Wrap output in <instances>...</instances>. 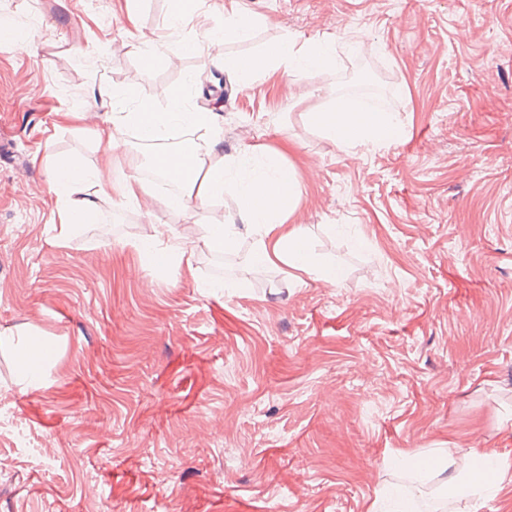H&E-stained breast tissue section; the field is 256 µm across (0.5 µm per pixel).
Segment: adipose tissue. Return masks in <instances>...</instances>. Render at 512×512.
I'll use <instances>...</instances> for the list:
<instances>
[{
    "instance_id": "obj_1",
    "label": "adipose tissue",
    "mask_w": 512,
    "mask_h": 512,
    "mask_svg": "<svg viewBox=\"0 0 512 512\" xmlns=\"http://www.w3.org/2000/svg\"><path fill=\"white\" fill-rule=\"evenodd\" d=\"M205 5L206 0H168V30L174 47L164 52L156 47H136L142 65L150 68L162 59L169 61L199 52L206 40L246 37L254 26L252 15L230 9L224 13L223 27L201 29L200 21L207 14ZM335 53L336 46L330 40H315L298 48L291 40L283 39L267 45L261 56L227 58L221 60L220 66L248 80L270 65L282 67L290 74L321 71L330 67ZM75 116L93 120L97 139L109 146L121 141L131 129L148 141L191 138L188 153L174 161L183 173L177 181L179 193L173 198V205L181 206L189 201L203 204L222 196L226 187H233L237 213L256 236L249 256L251 264L269 263L270 251L276 248L290 266L301 269L314 266L315 260L302 232H292L274 243L268 239L279 215L291 208L296 195L297 184L290 167L272 156L257 162L248 152L230 160L218 157L214 130L218 115L190 106L186 87L174 88L166 105L140 98L129 107L124 106L119 94L102 89L78 104ZM308 120L314 128L345 147L369 142L391 143L397 141L401 132L392 113L356 112L339 102L309 112ZM49 183L58 207L59 238H67L76 224L95 223L99 216L98 201L107 188L98 171L62 156L49 172ZM235 234L234 225L217 213L204 234L193 242L183 241L169 225L158 224L137 248L149 263L163 260L188 265L197 250H223ZM452 464L450 455L440 453L434 456L432 467H424L417 460L408 461L407 466L420 480L433 472L445 475L444 487L449 499L456 503V512H480L489 492L484 476L501 468V461L488 453L473 454L469 473L464 477L452 474Z\"/></svg>"
}]
</instances>
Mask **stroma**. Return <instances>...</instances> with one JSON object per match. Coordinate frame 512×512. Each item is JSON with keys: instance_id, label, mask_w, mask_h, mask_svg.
<instances>
[{"instance_id": "1", "label": "stroma", "mask_w": 512, "mask_h": 512, "mask_svg": "<svg viewBox=\"0 0 512 512\" xmlns=\"http://www.w3.org/2000/svg\"><path fill=\"white\" fill-rule=\"evenodd\" d=\"M223 3L257 18L248 39L145 69L133 47L165 34L167 0H0L27 36L0 44V512H371L391 485L441 501V477L417 485L403 460L512 465V0ZM286 37L334 40L335 64L246 84L211 64ZM353 70L394 79L380 104L399 141L347 150L309 123L349 101ZM190 79L197 108L224 99L225 158L294 170L272 236L301 229L336 280L218 275L207 251L159 270L133 248L221 213L232 254L251 249L230 189L182 207L156 190L146 211L105 197L59 238L57 155L116 184L149 159L63 112L100 87L163 105ZM34 338L51 349L39 386L14 366Z\"/></svg>"}]
</instances>
